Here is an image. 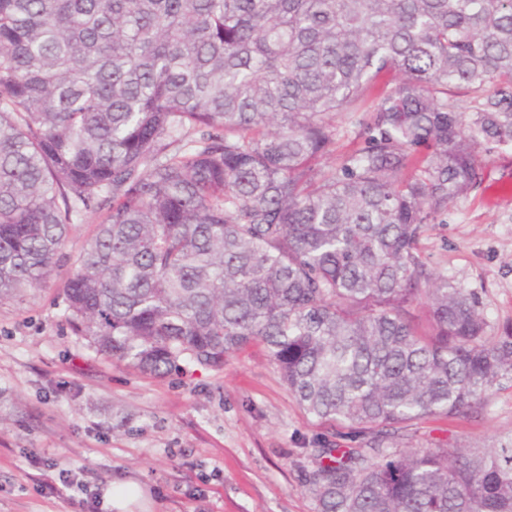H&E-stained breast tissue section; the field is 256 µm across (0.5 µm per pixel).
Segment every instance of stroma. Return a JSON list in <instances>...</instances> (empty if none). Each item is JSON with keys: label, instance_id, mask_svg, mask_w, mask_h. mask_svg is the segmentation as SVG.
Instances as JSON below:
<instances>
[{"label": "stroma", "instance_id": "obj_1", "mask_svg": "<svg viewBox=\"0 0 512 512\" xmlns=\"http://www.w3.org/2000/svg\"><path fill=\"white\" fill-rule=\"evenodd\" d=\"M483 180L422 241L430 266L476 294L489 331L512 332V144L479 149ZM95 218L73 230L45 288L0 301V512H317L301 481L308 448L331 438L289 392L262 344L223 367L181 361L156 378L74 336L58 289ZM512 436V381L481 420L423 424L413 447L461 448ZM71 470L58 484L47 460ZM130 484L123 508L112 488Z\"/></svg>", "mask_w": 512, "mask_h": 512}]
</instances>
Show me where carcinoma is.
Masks as SVG:
<instances>
[{"label": "carcinoma", "mask_w": 512, "mask_h": 512, "mask_svg": "<svg viewBox=\"0 0 512 512\" xmlns=\"http://www.w3.org/2000/svg\"><path fill=\"white\" fill-rule=\"evenodd\" d=\"M483 142L512 143V0H0V300L97 214L74 335L155 377L263 343L346 438L309 449L318 512H512V438L406 447L512 377L420 248ZM361 118L362 114L360 112L355 114L338 112L336 114V126L338 129L348 131L345 136L339 138L337 155L350 153L352 150L362 146L361 139H355V132L359 129L358 122Z\"/></svg>", "instance_id": "carcinoma-1"}]
</instances>
